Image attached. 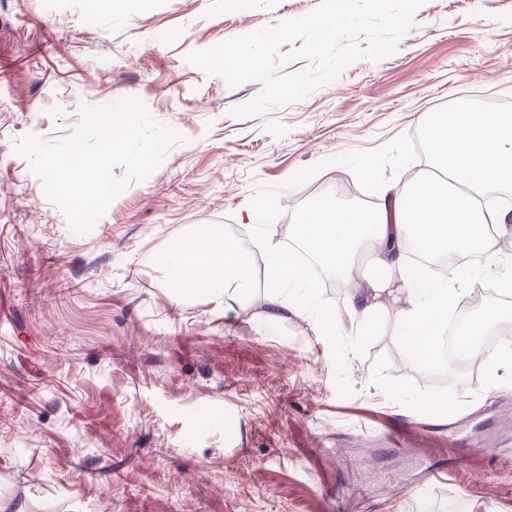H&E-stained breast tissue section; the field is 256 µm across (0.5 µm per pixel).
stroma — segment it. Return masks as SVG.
I'll return each mask as SVG.
<instances>
[{
    "instance_id": "1",
    "label": "stroma",
    "mask_w": 512,
    "mask_h": 512,
    "mask_svg": "<svg viewBox=\"0 0 512 512\" xmlns=\"http://www.w3.org/2000/svg\"><path fill=\"white\" fill-rule=\"evenodd\" d=\"M319 3L0 0V512H512L511 368L429 386L394 359L391 312L362 336L312 280L280 286L310 311L272 320L263 269L220 309L163 276L168 245L206 224L263 254L340 179L381 207L434 163L424 114L512 111V0H426L391 55L245 118L259 81L184 61ZM132 95L188 141L75 234L14 143ZM320 309L334 335L314 332ZM429 393L460 404L461 448L484 445L471 467Z\"/></svg>"
}]
</instances>
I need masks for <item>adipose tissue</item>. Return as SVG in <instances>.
Segmentation results:
<instances>
[{
    "instance_id": "ef3b65f1",
    "label": "adipose tissue",
    "mask_w": 512,
    "mask_h": 512,
    "mask_svg": "<svg viewBox=\"0 0 512 512\" xmlns=\"http://www.w3.org/2000/svg\"><path fill=\"white\" fill-rule=\"evenodd\" d=\"M422 130L444 165L443 174H415L390 193L387 212L346 208L321 198L303 213L297 237L307 254L349 284L347 317L354 330H367L377 312L395 307L394 326L404 348L420 365L431 366L440 360L439 331L449 302L459 297L456 286L471 282L472 275L456 269L440 282L422 278L408 264V245L414 240L431 252L475 246L487 255L499 254L498 239L488 227L504 223V215L479 220L475 214L482 190L512 186V113L436 112L423 119ZM362 244L379 270L367 281L361 280L355 258ZM266 263L265 304L274 317L287 307L278 293L280 281L302 282L306 275L285 250L272 251ZM163 267L176 297L199 295L219 306L250 290L254 259L208 224L176 242Z\"/></svg>"
}]
</instances>
